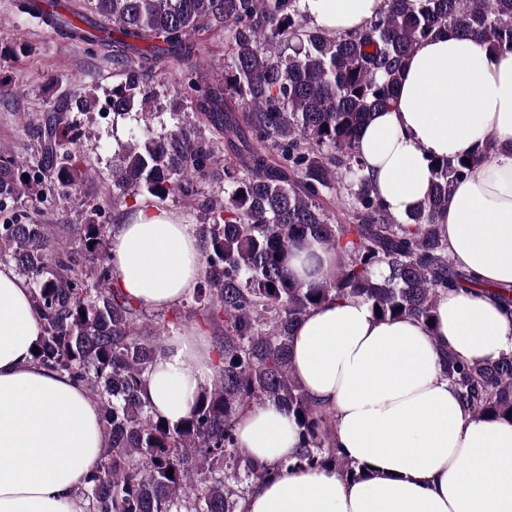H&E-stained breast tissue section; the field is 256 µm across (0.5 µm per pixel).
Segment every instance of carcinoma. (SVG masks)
I'll list each match as a JSON object with an SVG mask.
<instances>
[{"instance_id":"cac0c4a2","label":"carcinoma","mask_w":512,"mask_h":512,"mask_svg":"<svg viewBox=\"0 0 512 512\" xmlns=\"http://www.w3.org/2000/svg\"><path fill=\"white\" fill-rule=\"evenodd\" d=\"M69 10L82 25L57 11L43 22L112 59L124 78L112 112L140 110L147 133L156 71L190 62L208 32H224L227 45L223 78L188 70L198 125L120 147L112 172L114 208L128 197L203 196L204 271L191 302L224 324V335L214 338L212 378L176 421L154 412L141 391L162 336L179 332L182 316L155 322L113 288L109 225L83 227L82 253L97 260L90 269L51 239V225L11 208L30 182L24 163L0 152V261L26 277L42 316L32 361L83 384L101 411L106 444L80 490L89 512H243L247 494L284 471L366 478L337 447L333 413L294 377L293 330L308 311L347 297L378 318L428 325L440 293L476 286L450 262L436 218L454 184L501 150L495 139L484 137L468 164L429 159L427 196L399 217L365 174L358 133L394 102L420 42L448 34L512 52V0H384L365 28L336 35L312 24L299 0H79ZM74 129L67 105L33 127L43 198L96 175ZM210 181L224 183V194L204 195ZM313 242L337 262L306 285L288 262ZM443 374L469 413L512 423V353L491 362L448 353ZM267 402L283 408L298 437L296 453L274 467L242 453L237 428L243 412Z\"/></svg>"}]
</instances>
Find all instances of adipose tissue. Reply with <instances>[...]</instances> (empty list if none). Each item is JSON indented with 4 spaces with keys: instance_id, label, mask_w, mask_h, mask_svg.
Wrapping results in <instances>:
<instances>
[{
    "instance_id": "obj_1",
    "label": "adipose tissue",
    "mask_w": 512,
    "mask_h": 512,
    "mask_svg": "<svg viewBox=\"0 0 512 512\" xmlns=\"http://www.w3.org/2000/svg\"><path fill=\"white\" fill-rule=\"evenodd\" d=\"M383 0H300L331 34L361 29ZM512 142V53L444 35L412 53L397 98L360 134L365 172L386 208L404 215L426 195L429 157L471 154L484 137ZM454 264L484 290H450L436 322L376 318L358 298L307 313L292 337L293 371L333 412L336 443L369 470L348 481L314 469L283 473L249 495L247 512H512V424L465 412L442 356L498 358L512 351V309L490 295L512 286V153L495 154L459 181L437 218ZM114 283L134 305L160 312L203 274L201 247L177 214L143 204L112 234ZM41 315L28 283L0 264V512H87L79 494L104 444L85 387L35 364ZM211 369L204 334L170 339L142 398L170 420L185 416ZM243 453L272 464L298 439L274 403L238 420Z\"/></svg>"
}]
</instances>
